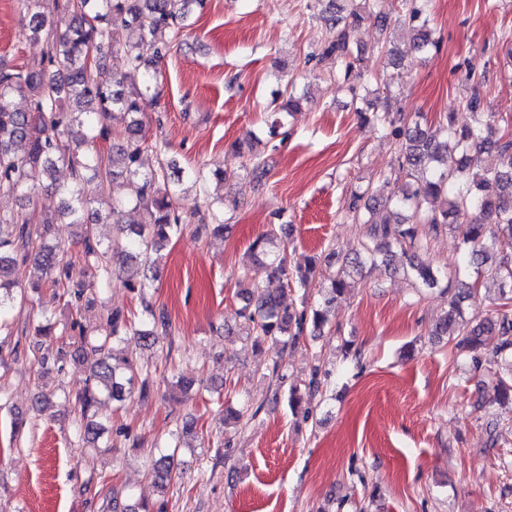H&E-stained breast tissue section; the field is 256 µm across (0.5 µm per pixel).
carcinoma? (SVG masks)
Returning a JSON list of instances; mask_svg holds the SVG:
<instances>
[{"instance_id":"cac0c4a2","label":"carcinoma","mask_w":512,"mask_h":512,"mask_svg":"<svg viewBox=\"0 0 512 512\" xmlns=\"http://www.w3.org/2000/svg\"><path fill=\"white\" fill-rule=\"evenodd\" d=\"M407 30L413 33L416 48L434 47L438 43L425 15V0H402ZM205 0H53L54 8L71 17L69 27L47 40V52L38 66L0 64V192L30 198L35 187L42 186L61 196L58 213L44 216L33 226L27 214L18 211L0 216V330L7 327L6 304L14 300L16 282L9 271L17 260H33L36 281L32 288L43 284L63 290L79 301L82 275L75 264L64 260V248L53 240L54 225L68 220L83 224L84 259L93 264L103 278H112L108 255L125 253L146 269L163 259V251L186 229V217L178 204L181 185L189 181L203 185L208 180L224 183V170L203 162L186 170L174 159L158 162V167L145 170L142 154L149 149L143 135L144 104L157 102L153 86L157 81L155 64L170 51L169 36L188 27L195 8H203ZM28 22L22 35L29 40L40 39L46 29L43 0H20ZM344 7L329 3L321 9L319 18L325 24L341 26L337 36L329 41L322 55L336 56L345 80L361 76L357 63L362 52L352 47L350 29L364 20H374L387 47L388 63L397 68L401 58L391 46L395 34L388 16L377 11V0H360L359 6L345 17ZM125 32L124 52L128 61L125 71H110L106 61L114 47L112 31ZM353 100L363 103L356 108L361 118L372 124L385 137L398 145L397 168L382 174L375 187L354 191L347 204L350 216L367 226L364 238L356 247L331 252L327 259L341 261V268L329 275V295L323 302L311 305L301 302L300 309L281 307L280 296L265 293L249 294L239 315L247 325L254 345L286 338L296 345L306 335L319 338L324 334H340V328L328 318V308L336 296L348 288L345 273L363 271L367 261L389 262L395 251L408 261L409 271L424 288H434L441 281L439 270L423 262L418 252L429 248L430 241L444 230H453L460 239L461 263L455 274L467 270L473 261L483 262L487 252L497 246L512 247V134L495 135L488 115L481 107L479 95L468 103V117L460 125L450 115L447 124L434 130L414 123L406 127L402 114L373 111V103L356 94ZM29 100V108L15 107V97ZM66 98L73 108L63 112L58 108ZM284 105L272 114L271 127L283 125L285 115L299 109L302 99L295 88L286 86L273 94V100ZM124 126L123 141L113 144L105 153L89 149L95 141L109 142L111 125ZM473 149L497 153L500 166L486 172H473L468 166V153ZM59 167L70 171L67 182H58L53 172ZM124 177L130 195L124 201L109 204L112 224L117 235L106 249H100L96 228L87 226L85 212L89 206L103 201L107 183ZM405 180L401 194L389 191L390 185ZM496 183L499 193H483L489 183ZM131 205L143 215L140 224H126L123 214ZM259 268L277 275L283 289L313 287L317 261L305 266L291 264L286 250L273 255ZM257 268V269H259ZM244 265L242 278L257 272ZM124 287L138 292L143 315L130 320L120 312L107 318L106 326L95 334L87 333L78 320L71 329L78 330L74 341L65 342L57 360L78 358L88 364L90 385L79 398L82 414L87 416L98 404L99 388H104L115 402H121L141 379L143 369L118 344L126 336H135L145 346L157 344L170 328L168 317L156 316L149 301L145 281L133 282L120 278ZM463 293L454 294L448 315L432 335L448 337L457 353L466 356L479 369L502 360L512 362V308L499 304L494 316L481 318L463 315ZM496 402L512 405V374L505 378L494 375ZM321 379L314 372L309 380H296L289 388L288 405L294 415L307 421L312 417L311 402L301 406V390L308 397L319 391ZM168 457L154 465L152 477L162 489L179 473L173 471Z\"/></svg>"}]
</instances>
